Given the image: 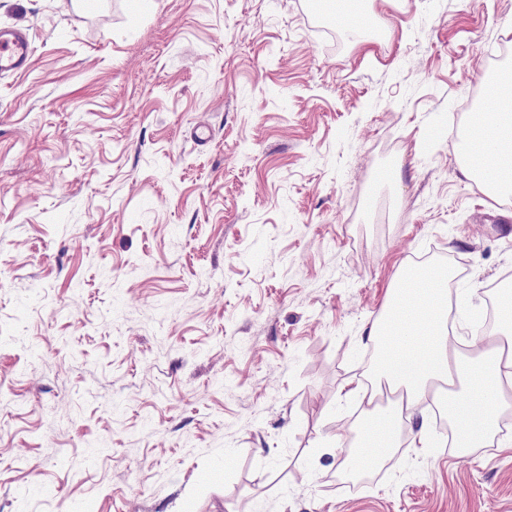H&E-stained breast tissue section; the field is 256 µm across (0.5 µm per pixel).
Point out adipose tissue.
Here are the masks:
<instances>
[{
  "label": "adipose tissue",
  "instance_id": "obj_1",
  "mask_svg": "<svg viewBox=\"0 0 512 512\" xmlns=\"http://www.w3.org/2000/svg\"><path fill=\"white\" fill-rule=\"evenodd\" d=\"M465 142L481 152L469 158L466 175L495 196L511 197L512 135L496 113L475 114ZM428 276L436 287L419 288L412 271L401 267L386 315L366 331L367 341L378 349L370 387L357 389L368 464L396 447L404 415L426 412L432 401L447 416L455 447L483 448L500 432V415L512 393V290L499 300L501 330L463 364L452 354L457 336L444 287L453 273L435 266Z\"/></svg>",
  "mask_w": 512,
  "mask_h": 512
}]
</instances>
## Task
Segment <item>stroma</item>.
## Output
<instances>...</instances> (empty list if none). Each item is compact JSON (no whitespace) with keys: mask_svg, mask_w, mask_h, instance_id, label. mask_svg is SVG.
Segmentation results:
<instances>
[{"mask_svg":"<svg viewBox=\"0 0 512 512\" xmlns=\"http://www.w3.org/2000/svg\"><path fill=\"white\" fill-rule=\"evenodd\" d=\"M12 25L0 512H512V423L338 472L400 266L454 264L463 348L512 282L461 141L512 0H0ZM30 59V38L21 27L0 29V73L23 69Z\"/></svg>","mask_w":512,"mask_h":512,"instance_id":"stroma-1","label":"stroma"}]
</instances>
